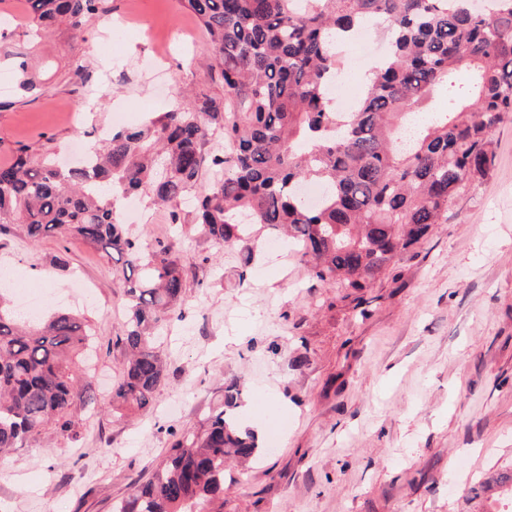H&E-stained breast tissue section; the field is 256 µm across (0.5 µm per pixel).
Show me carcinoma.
I'll return each instance as SVG.
<instances>
[{"mask_svg": "<svg viewBox=\"0 0 512 512\" xmlns=\"http://www.w3.org/2000/svg\"><path fill=\"white\" fill-rule=\"evenodd\" d=\"M184 0L204 29L224 101L204 93L144 127L112 133L92 162L61 168L17 151L0 165V223L40 239L68 234L124 258L126 318L113 346L124 355L112 386L114 410L149 411L166 376L159 332L186 289L174 245L151 246L114 216L122 199L147 196L181 224L194 196L195 231L213 244L251 253L262 234L284 232L312 278L360 302L374 281L436 224L467 183L487 176L492 136L512 120V0ZM105 0H25L31 23L81 30ZM372 21L387 25L391 52L370 72L353 112L328 92L342 66L336 44ZM20 88L39 90L26 61ZM224 139V150L211 138ZM324 187L313 204L301 187ZM0 293V455L50 423L72 440L77 407L99 404L77 359L90 331L76 315L44 325L3 309ZM240 385L198 427L176 436L113 512H221L227 461L260 452L238 422ZM470 512L512 502V464L472 487Z\"/></svg>", "mask_w": 512, "mask_h": 512, "instance_id": "1", "label": "carcinoma"}]
</instances>
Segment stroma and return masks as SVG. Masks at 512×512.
<instances>
[{"label": "stroma", "instance_id": "1", "mask_svg": "<svg viewBox=\"0 0 512 512\" xmlns=\"http://www.w3.org/2000/svg\"><path fill=\"white\" fill-rule=\"evenodd\" d=\"M95 25L37 37L23 0H0V76L27 61L37 95L0 96V164L17 149L104 142L112 113L138 127L177 89L223 100L200 23L180 0H111ZM87 68L77 77V65ZM112 94L84 108L102 71ZM495 165L460 193L448 221L367 289L362 304L318 283L287 242L252 256L214 247L166 210L121 219L147 242L174 243L186 277L183 320L161 352L167 376L148 415L107 409L122 375L112 339L126 309L122 265L64 234L30 240L0 226L11 304L81 316L92 334L85 380L101 404L77 410L80 437L48 428L0 457V512H112L174 435L241 381L243 427L261 431L246 476L225 472L223 512H467L485 472L512 462V121L493 135Z\"/></svg>", "mask_w": 512, "mask_h": 512}]
</instances>
